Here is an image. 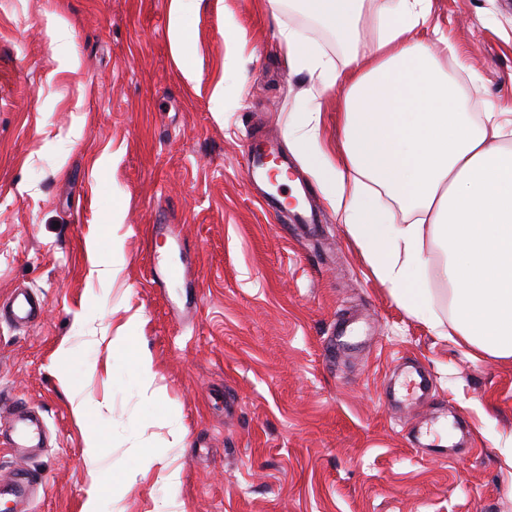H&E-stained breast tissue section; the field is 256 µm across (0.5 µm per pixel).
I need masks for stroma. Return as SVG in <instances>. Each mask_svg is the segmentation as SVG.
<instances>
[{"label":"stroma","mask_w":512,"mask_h":512,"mask_svg":"<svg viewBox=\"0 0 512 512\" xmlns=\"http://www.w3.org/2000/svg\"><path fill=\"white\" fill-rule=\"evenodd\" d=\"M169 9L0 0V303L25 287L46 304L36 323H0V402L45 431L23 454L0 435V504L20 470L31 512H84L93 492L101 512H512V359L399 306L287 134L314 114L333 156L343 116L339 89L312 99L291 71L279 28L312 30L339 64L369 54L372 7L342 42L267 0H200L181 50ZM427 27L456 48L445 69L481 76L463 85L469 111L512 100V0H431ZM250 136L277 140L307 182L315 232L260 206ZM154 224L175 225L182 246ZM162 250L189 281L152 283ZM97 260L111 278L92 274ZM340 318L354 334L338 354ZM122 330L127 347L110 349ZM143 348L154 399L133 364ZM406 360L432 379L425 400L408 394Z\"/></svg>","instance_id":"1"}]
</instances>
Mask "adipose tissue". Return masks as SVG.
Wrapping results in <instances>:
<instances>
[{
    "label": "adipose tissue",
    "mask_w": 512,
    "mask_h": 512,
    "mask_svg": "<svg viewBox=\"0 0 512 512\" xmlns=\"http://www.w3.org/2000/svg\"><path fill=\"white\" fill-rule=\"evenodd\" d=\"M337 38L358 34L365 0H293ZM431 0H376L378 36L370 56L342 66L314 51L308 36L281 29L291 69L317 76L343 95V155L334 160L318 127L291 133L326 200L375 276L410 315L439 328L427 286V247L443 255L448 322L485 354L512 359V103L479 117L462 106L463 88L422 33ZM395 205L381 207L379 192Z\"/></svg>",
    "instance_id": "1"
}]
</instances>
